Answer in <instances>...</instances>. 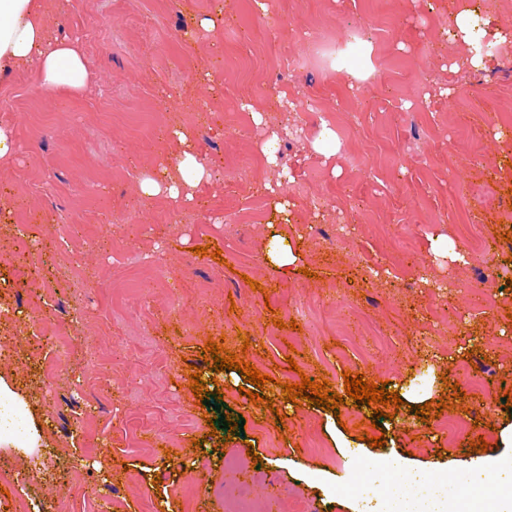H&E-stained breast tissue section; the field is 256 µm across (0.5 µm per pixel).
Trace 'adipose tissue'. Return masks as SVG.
<instances>
[{
    "label": "adipose tissue",
    "mask_w": 512,
    "mask_h": 512,
    "mask_svg": "<svg viewBox=\"0 0 512 512\" xmlns=\"http://www.w3.org/2000/svg\"><path fill=\"white\" fill-rule=\"evenodd\" d=\"M42 11V0H0V78L26 65L43 91L79 94L90 81L88 64L75 42L48 36ZM170 134L180 147L176 166L144 175L139 182L140 197L165 194L190 200L194 189L212 177L185 128L174 124ZM499 437L501 453L459 463L457 469L464 475H482L491 488L486 495L489 512H512V492L496 489L499 480L512 483V423L501 429ZM43 438L42 425L27 399L0 375V446L26 452L40 447ZM441 471L438 465L418 468L395 461L382 477V489L370 512H476L475 499L449 494Z\"/></svg>",
    "instance_id": "1"
}]
</instances>
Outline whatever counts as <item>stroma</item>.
<instances>
[{
  "mask_svg": "<svg viewBox=\"0 0 512 512\" xmlns=\"http://www.w3.org/2000/svg\"><path fill=\"white\" fill-rule=\"evenodd\" d=\"M267 2L44 0L49 35L86 56L87 89L45 93L25 66L0 82V375L45 434L25 455L0 447V512H225L228 489L253 512H351L392 459L468 460L481 438L499 454L512 76L497 62L512 45L475 69L444 6ZM219 5L223 25L197 29ZM365 40L373 73L353 89L333 64L360 65ZM177 117L214 178L190 201L139 199L178 151L164 137ZM326 123L332 156L312 148ZM273 131L271 166L259 145ZM274 232L294 266L265 261ZM211 338L269 375L273 408L240 394L242 374L196 406L189 373ZM347 371L447 407L424 422L282 399L305 376L343 391ZM223 415L243 429L211 432ZM371 420L382 447L359 438Z\"/></svg>",
  "mask_w": 512,
  "mask_h": 512,
  "instance_id": "obj_1",
  "label": "stroma"
}]
</instances>
